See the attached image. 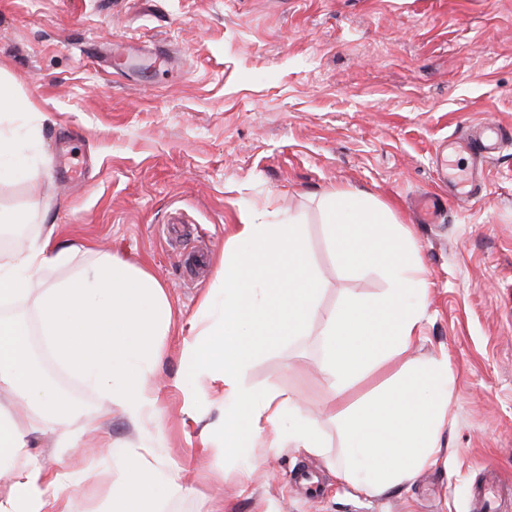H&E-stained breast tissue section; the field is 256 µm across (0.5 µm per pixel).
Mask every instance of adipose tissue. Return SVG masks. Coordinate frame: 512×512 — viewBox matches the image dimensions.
Here are the masks:
<instances>
[{"label": "adipose tissue", "instance_id": "adipose-tissue-1", "mask_svg": "<svg viewBox=\"0 0 512 512\" xmlns=\"http://www.w3.org/2000/svg\"><path fill=\"white\" fill-rule=\"evenodd\" d=\"M54 235L47 228L0 257V391L14 396L0 408V474L9 478L0 489V512H68L62 493L86 471H46L30 449L49 433L101 427V414L77 413L48 388L31 361L32 334H39L48 358L99 392L137 432L161 419L151 376L162 356L159 339L172 325L162 284L145 269L105 253L88 255ZM238 237L246 248L224 262V297L206 301L217 313L182 349L184 379L215 377L224 391L196 390L190 399L221 408L225 454L263 438L273 448L326 453L320 423L301 414L292 394L245 380L268 341L308 333L322 281L309 265L302 227L268 224L256 213ZM112 461L124 479L97 512H154L160 485L180 490L157 467L154 449L116 442Z\"/></svg>", "mask_w": 512, "mask_h": 512}]
</instances>
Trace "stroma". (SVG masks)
<instances>
[{
  "label": "stroma",
  "mask_w": 512,
  "mask_h": 512,
  "mask_svg": "<svg viewBox=\"0 0 512 512\" xmlns=\"http://www.w3.org/2000/svg\"><path fill=\"white\" fill-rule=\"evenodd\" d=\"M128 39L164 46L171 71L141 78L108 69L91 44ZM0 79L31 104L0 130L40 171L0 178V211L28 223L0 226L20 245L55 225L56 238L154 273L173 324L153 374L163 419L149 444L181 485L161 490L157 512H469L485 467L512 480V155L492 162L484 195L445 223H418L411 199L437 189L432 157L475 124L512 126V0H0ZM91 158L82 182H64L69 143ZM366 194L412 230L427 286L407 357L448 364V414L436 459L410 481L370 495L338 477L340 437L317 334L350 295L390 288L377 269H341L321 197ZM302 224L323 280L310 333L271 341L249 383L293 394L323 426L328 454L265 443L225 457L220 436L201 449L218 412L188 411L184 341L208 320L219 271L239 248L241 219ZM211 251L203 282L181 263ZM32 350L52 387L81 412L108 411L107 438L77 445L96 479L71 492L91 512L118 479L111 440L131 429L98 394Z\"/></svg>",
  "instance_id": "obj_1"
}]
</instances>
